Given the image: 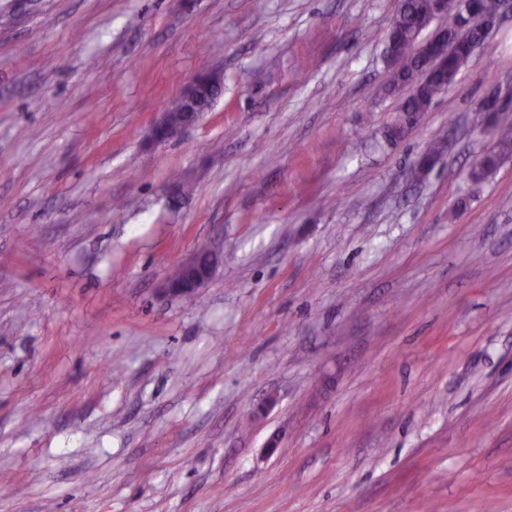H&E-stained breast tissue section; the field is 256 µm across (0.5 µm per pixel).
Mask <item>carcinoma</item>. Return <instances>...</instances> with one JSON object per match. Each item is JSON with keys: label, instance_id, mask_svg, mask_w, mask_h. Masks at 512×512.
<instances>
[{"label": "carcinoma", "instance_id": "cac0c4a2", "mask_svg": "<svg viewBox=\"0 0 512 512\" xmlns=\"http://www.w3.org/2000/svg\"><path fill=\"white\" fill-rule=\"evenodd\" d=\"M432 20V0H401L387 34L384 57L394 64L389 80L391 90L412 88L400 107L406 120L413 114L426 111L432 101L456 81L469 59L470 46L481 37L479 26L448 29V66L440 68L423 81H416L414 72L421 68L423 61L412 47ZM489 123L495 125L496 148L485 154L478 161V167L471 171L475 183L484 181L500 161L512 153V126H499L494 119Z\"/></svg>", "mask_w": 512, "mask_h": 512}]
</instances>
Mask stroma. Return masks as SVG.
<instances>
[{
	"instance_id": "1",
	"label": "stroma",
	"mask_w": 512,
	"mask_h": 512,
	"mask_svg": "<svg viewBox=\"0 0 512 512\" xmlns=\"http://www.w3.org/2000/svg\"><path fill=\"white\" fill-rule=\"evenodd\" d=\"M398 7L0 0V512H512V11L391 142ZM207 86L213 91V99L218 95L220 89H223L222 79L212 72H205L194 77L187 86L183 89L177 99L182 105L191 104L196 96L197 90L200 86ZM217 98L214 100L216 101ZM488 122L494 124L496 140V148L490 153L485 154L479 161L478 167L471 171L474 183L484 181L487 176L497 167L500 161L512 152V126L511 125H495V119H488ZM211 251L213 250L210 248H200L188 259L182 261L181 265L188 271V278L185 281V285H180L171 279H177L181 276V268L178 266L173 270L170 278L166 280L164 291L177 296L198 293L200 288H203L211 279L218 264V262L216 263L215 255ZM204 254H208L209 260L206 265H200L199 259Z\"/></svg>"
}]
</instances>
